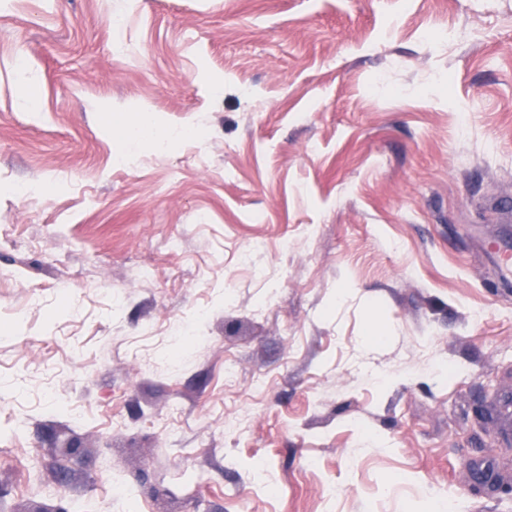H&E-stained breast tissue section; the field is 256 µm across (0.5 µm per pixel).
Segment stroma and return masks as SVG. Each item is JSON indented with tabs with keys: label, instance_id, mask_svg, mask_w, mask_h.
Masks as SVG:
<instances>
[{
	"label": "stroma",
	"instance_id": "obj_1",
	"mask_svg": "<svg viewBox=\"0 0 512 512\" xmlns=\"http://www.w3.org/2000/svg\"><path fill=\"white\" fill-rule=\"evenodd\" d=\"M505 197L512 0H0V512H512ZM130 129L133 130V136L138 142L148 143L156 146L166 142L174 134H169L165 130L153 126L143 115L133 119ZM497 275L501 282L512 281V237L500 238L495 248Z\"/></svg>",
	"mask_w": 512,
	"mask_h": 512
}]
</instances>
